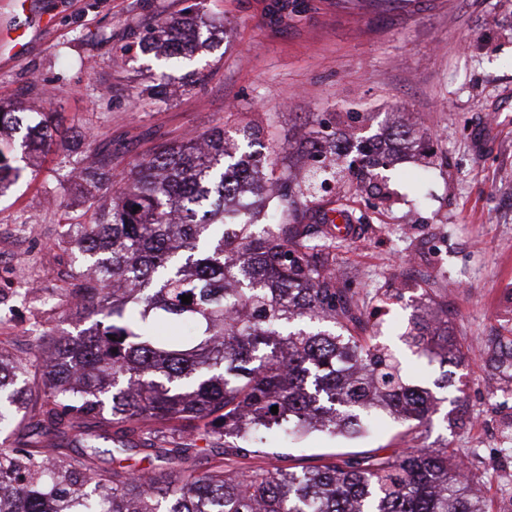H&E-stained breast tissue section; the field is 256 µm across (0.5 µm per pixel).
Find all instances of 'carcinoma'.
<instances>
[{"mask_svg": "<svg viewBox=\"0 0 512 512\" xmlns=\"http://www.w3.org/2000/svg\"><path fill=\"white\" fill-rule=\"evenodd\" d=\"M188 7L148 37L157 59L190 60L214 47ZM52 113L0 100V197L52 142ZM244 149L229 151L224 129L161 146L117 177L112 155L92 152L80 182L94 210L71 224L66 244L81 268L72 284L75 314L94 317L58 340L39 365V420L28 415V367L0 351V432L26 428V441L0 452V512H489L462 462L448 448L416 445L339 463L247 473L217 466L169 480L150 469L114 466L153 422L203 423L235 440L237 454L264 439L311 431L353 438L366 416L384 414L429 429L438 398L409 383L400 357L377 342L356 294L336 270L328 219L304 224L307 197L339 182L342 170H311L299 184L275 175L242 127ZM342 135L311 124L303 145L341 158ZM411 128L352 145L371 177L396 148L420 146ZM117 195H99L114 183ZM275 204L290 224H261ZM192 296V303L181 296ZM418 356L436 363L448 386V303L416 306L404 333ZM487 361L512 376V346H487ZM278 413H271V407ZM110 408L125 428L83 430L75 420ZM52 428L58 441L46 444Z\"/></svg>", "mask_w": 512, "mask_h": 512, "instance_id": "1", "label": "carcinoma"}]
</instances>
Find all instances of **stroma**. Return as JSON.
Here are the masks:
<instances>
[{
  "instance_id": "obj_1",
  "label": "stroma",
  "mask_w": 512,
  "mask_h": 512,
  "mask_svg": "<svg viewBox=\"0 0 512 512\" xmlns=\"http://www.w3.org/2000/svg\"><path fill=\"white\" fill-rule=\"evenodd\" d=\"M287 20L268 0H0V98L52 90L47 111L66 150H45L35 173L0 199V347L38 367L43 352L31 331L76 335L68 288L76 259L59 245L66 224L92 220L70 174L90 147L112 153L116 170L164 143L223 126L229 141L254 121L258 150L279 173L311 165L295 150L310 122L368 113L359 136L401 122L422 135L412 157L396 152L377 186L359 168L340 192L350 210L369 211L368 226L336 240V267L359 307L382 322L380 343L401 356L400 339L423 292L448 296V326L462 348L437 389L441 417L431 430L382 416L365 436L313 432L241 457L220 439L190 427H162L156 445L187 452L174 468L205 473L217 465L263 471L337 462L352 454L423 444L447 448L465 463L489 512L512 501V467L497 448L512 422V381L477 351L486 337L512 340V0H290ZM198 4L223 34L216 50L162 64L142 48L146 31ZM167 83L166 101L145 95Z\"/></svg>"
}]
</instances>
